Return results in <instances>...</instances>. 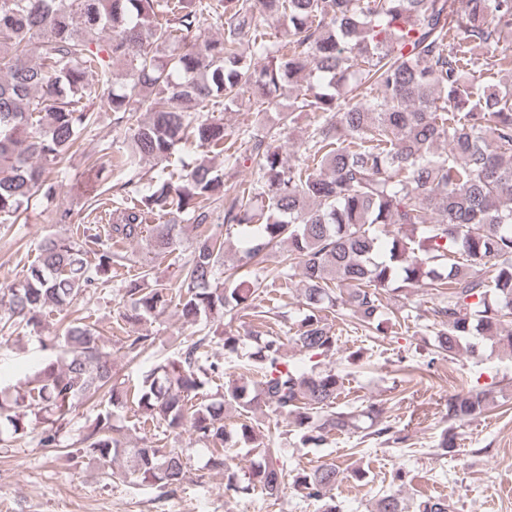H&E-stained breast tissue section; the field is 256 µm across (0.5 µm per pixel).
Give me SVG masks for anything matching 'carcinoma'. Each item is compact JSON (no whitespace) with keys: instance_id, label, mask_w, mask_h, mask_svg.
<instances>
[{"instance_id":"carcinoma-1","label":"carcinoma","mask_w":512,"mask_h":512,"mask_svg":"<svg viewBox=\"0 0 512 512\" xmlns=\"http://www.w3.org/2000/svg\"><path fill=\"white\" fill-rule=\"evenodd\" d=\"M285 21L281 40L266 39L258 17ZM207 27L220 37H203ZM512 0H0V224H14L34 198L55 200L58 178L44 165L74 153L98 120L94 100L126 126L132 149L112 155L129 178L99 202L103 233L76 228L48 234L27 276L0 289L14 330L37 333L44 309L62 310L90 292L125 259L114 246L146 239L155 258L182 246L185 225H148L166 213L192 226L190 257L180 285L150 283V272L124 286L123 325L157 318L177 305L191 324L243 312L261 326L273 308L263 280L241 269L281 253L275 277L301 276L302 315L285 336L224 332V353L245 340L256 351L221 401H193L208 376L224 372L211 359L212 339L173 343L174 355L143 373L134 390L145 420L170 435L187 431L210 446L211 469L224 490L278 500L287 488L336 512L333 495L344 471L335 463L294 469L282 448L251 422H224V402L246 417L262 408L282 418L303 445L323 447L336 436L405 441L378 402L341 406L344 378L332 368L302 370L283 350L309 357L337 350L329 317L346 312L385 334L413 317L392 310L383 295L426 285L440 326L433 347L451 360L471 340L493 341L512 355ZM265 60L262 68L256 61ZM483 72L488 84H476ZM291 98L282 126L306 117L303 157L285 164L267 132L227 130L213 116L239 106L242 93ZM447 144L440 153L437 145ZM201 151L143 182L145 161L171 162L175 146ZM234 167L244 158L253 179L224 201V172L209 155ZM223 223L242 229L239 265L224 264V236L211 229L212 205ZM41 343L58 352L32 377L0 386V441L42 425L41 445L59 446L60 432L88 402L100 407L75 456L119 466L134 484L172 491L187 473V456L154 435L130 445L112 417L128 393L114 381L112 352L96 328L75 319ZM150 336H126L137 358ZM492 390L448 397L438 447H456V429L480 417ZM245 446L260 457L239 477L226 449ZM373 512H448L440 497L412 505L385 493Z\"/></svg>"}]
</instances>
